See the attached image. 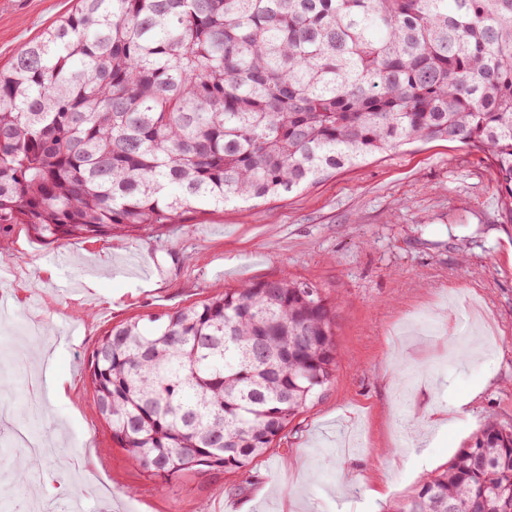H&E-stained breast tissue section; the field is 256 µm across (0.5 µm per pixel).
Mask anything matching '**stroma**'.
<instances>
[{"label":"stroma","mask_w":512,"mask_h":512,"mask_svg":"<svg viewBox=\"0 0 512 512\" xmlns=\"http://www.w3.org/2000/svg\"><path fill=\"white\" fill-rule=\"evenodd\" d=\"M73 0H0V66ZM484 154L415 143L266 203L47 245L0 232V347L14 414L0 418L7 512H396L487 420L512 428V223ZM283 276L341 297L339 363L323 397L246 471L189 473L169 489L132 464L92 407L87 359L112 327ZM95 287H88V280ZM70 384L45 387V355ZM47 470L66 492L17 489L10 438L30 399ZM387 485L385 499L368 496Z\"/></svg>","instance_id":"35a3bbf8"}]
</instances>
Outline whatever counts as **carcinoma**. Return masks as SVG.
Returning <instances> with one entry per match:
<instances>
[{"label": "carcinoma", "instance_id": "carcinoma-1", "mask_svg": "<svg viewBox=\"0 0 512 512\" xmlns=\"http://www.w3.org/2000/svg\"><path fill=\"white\" fill-rule=\"evenodd\" d=\"M428 140L484 154L512 219V0H78L0 68V228L129 235ZM338 305L279 278L115 326L94 408L152 476L243 471L332 383ZM451 508L512 512L511 428L397 512Z\"/></svg>", "mask_w": 512, "mask_h": 512}]
</instances>
